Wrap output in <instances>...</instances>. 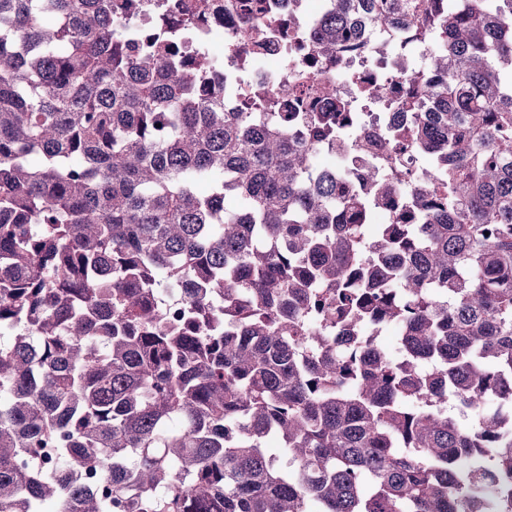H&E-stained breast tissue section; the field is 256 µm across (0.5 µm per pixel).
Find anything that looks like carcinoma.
I'll return each mask as SVG.
<instances>
[{"label":"carcinoma","instance_id":"carcinoma-1","mask_svg":"<svg viewBox=\"0 0 512 512\" xmlns=\"http://www.w3.org/2000/svg\"><path fill=\"white\" fill-rule=\"evenodd\" d=\"M112 2L0 0V512H512V0H328L291 48L432 46L364 197L311 172L385 85L230 112Z\"/></svg>","mask_w":512,"mask_h":512}]
</instances>
